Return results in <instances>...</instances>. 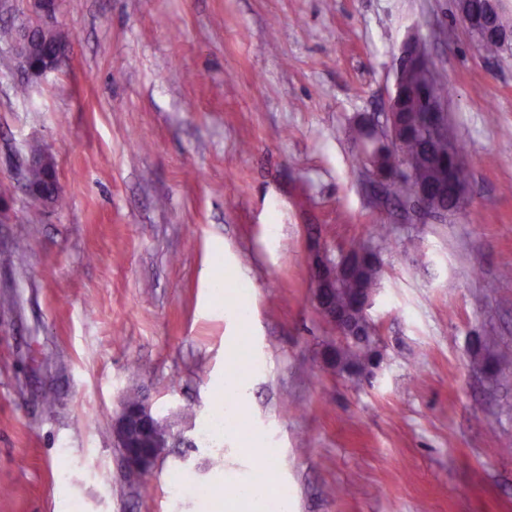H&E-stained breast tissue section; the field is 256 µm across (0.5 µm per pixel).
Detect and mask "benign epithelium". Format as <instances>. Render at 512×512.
I'll return each instance as SVG.
<instances>
[{"instance_id": "1", "label": "benign epithelium", "mask_w": 512, "mask_h": 512, "mask_svg": "<svg viewBox=\"0 0 512 512\" xmlns=\"http://www.w3.org/2000/svg\"><path fill=\"white\" fill-rule=\"evenodd\" d=\"M37 22L23 25L16 31L14 52L18 60L26 62L27 74L42 77L56 71L65 54L67 42H56L44 52L35 53V45L40 41V34L52 29L48 19L56 11L57 0H33ZM458 13L469 32L476 41L491 39L503 48L512 46V32L498 25L500 14L499 0H484L482 16L471 13L466 5ZM414 74L421 83L439 81V73L430 57L424 42L416 35H411L404 42L396 59V78L393 91L389 94L386 121L379 124L363 118L359 122L361 139L358 146L370 149L374 146L394 147L398 142V127L395 122L396 101L400 87L408 74ZM428 130L441 149L448 150V158L453 164L448 168V178L453 185V201L457 209L465 204L466 183L457 171L464 168L462 155L458 151L454 134L448 122V109L443 100L433 102L428 108ZM409 209L437 221L448 218V211L438 206L433 194L420 185L412 186L411 195L405 199ZM363 254L347 250L335 260L315 259L312 267L314 300L319 313L333 325L338 340H357V334L366 333L377 336L375 326L368 310L372 304L373 294L359 297L354 303L356 316L360 318L361 329L354 327L350 313L334 310L325 303L324 293L328 288H335L342 277L351 272L361 262ZM116 447L120 448L124 466L127 471L140 476L148 473L164 454L168 447L170 428L159 417L152 404L145 398L130 403L125 402L113 423Z\"/></svg>"}]
</instances>
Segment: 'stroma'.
I'll use <instances>...</instances> for the list:
<instances>
[{"instance_id": "stroma-1", "label": "stroma", "mask_w": 512, "mask_h": 512, "mask_svg": "<svg viewBox=\"0 0 512 512\" xmlns=\"http://www.w3.org/2000/svg\"><path fill=\"white\" fill-rule=\"evenodd\" d=\"M34 20L0 0V512H249L259 478L288 512H512V365L470 362L512 348V48L486 56L455 0H59L71 49L21 95ZM414 32L468 170L444 222L358 159ZM34 145L63 208L14 177ZM359 241L383 260L372 380L327 366L312 288ZM231 376L235 424L201 441ZM133 391L184 440L129 486Z\"/></svg>"}]
</instances>
